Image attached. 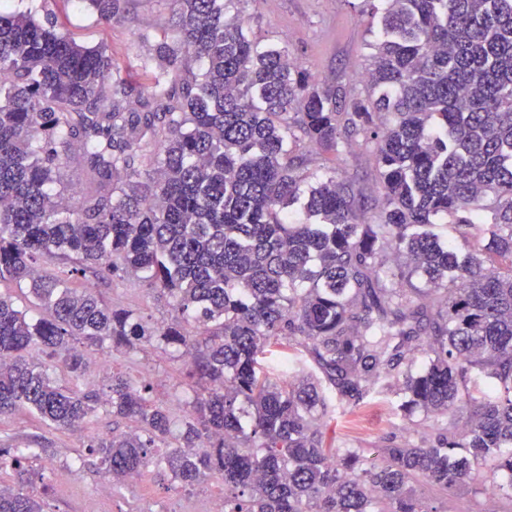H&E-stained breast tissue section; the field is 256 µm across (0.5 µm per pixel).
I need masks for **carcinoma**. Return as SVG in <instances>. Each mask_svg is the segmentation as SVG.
<instances>
[{
  "instance_id": "cac0c4a2",
  "label": "carcinoma",
  "mask_w": 512,
  "mask_h": 512,
  "mask_svg": "<svg viewBox=\"0 0 512 512\" xmlns=\"http://www.w3.org/2000/svg\"><path fill=\"white\" fill-rule=\"evenodd\" d=\"M129 2L86 0L107 22ZM173 2L145 92L108 44L0 10V283L35 300L0 294V416L133 419L79 461L118 482L151 466L184 488L218 479L224 512H438L424 491L467 482L511 504L512 0H380L371 92L349 99L245 30L242 0ZM357 136L374 146L371 217L336 167L309 169ZM72 159L98 186L75 202L49 192ZM116 278L169 319L114 306ZM152 345L190 359L182 417L145 378L75 385L88 353ZM294 348L310 371L287 367ZM394 386L408 428L448 425L368 463L331 447L325 417ZM47 452L0 447V512H46Z\"/></svg>"
}]
</instances>
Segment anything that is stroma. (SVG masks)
Here are the masks:
<instances>
[{
	"label": "stroma",
	"instance_id": "obj_1",
	"mask_svg": "<svg viewBox=\"0 0 512 512\" xmlns=\"http://www.w3.org/2000/svg\"><path fill=\"white\" fill-rule=\"evenodd\" d=\"M30 7L55 14L59 29L83 45L92 47L109 42L120 61L142 53L139 33L171 24L175 9L172 0H133L129 15L121 22L110 24L92 13L84 0H39L35 5L30 0H0V9L7 12ZM238 15L243 26L255 35L287 44L300 66L312 75L335 80L347 94H366L360 75L369 63V44L379 34L369 0H241ZM336 170L344 181L366 192L369 208H376L378 196L371 191L374 160L369 146L355 141L349 152L337 158ZM107 296L113 304L144 310L158 322L168 316L164 301L148 296L130 281H114ZM109 371L153 379L158 403L174 416L183 414L189 389L181 375L180 363L173 360L170 352L151 347L131 359L120 354L104 362L92 358L85 378L78 383L79 388L99 389ZM328 425L336 447L360 448L365 456L371 457L376 449L387 445L390 437L402 435L404 422L397 410L395 394L384 391L372 394L353 412L331 414ZM132 427V421L113 418L102 410L86 428L59 431L28 410L19 409L0 417V441L31 448L67 449V456L58 457L57 464L70 470L68 481H58L43 463L35 465V484L46 489V512H141L145 507L151 512H205L209 498L223 494V483L208 478L184 490L181 499H174L175 483L170 472L152 467L139 479L112 486L108 496L97 497L94 490L103 475L92 467L80 465L77 457L91 437ZM437 506L440 512H487L491 507L503 512L504 509L503 503H489L485 487L471 483L440 497Z\"/></svg>",
	"mask_w": 512,
	"mask_h": 512
}]
</instances>
